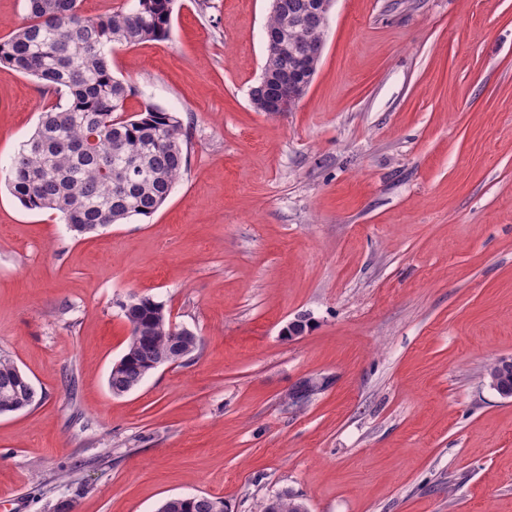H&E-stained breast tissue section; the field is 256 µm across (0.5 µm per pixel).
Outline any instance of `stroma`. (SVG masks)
Instances as JSON below:
<instances>
[{
  "label": "stroma",
  "instance_id": "35a3bbf8",
  "mask_svg": "<svg viewBox=\"0 0 512 512\" xmlns=\"http://www.w3.org/2000/svg\"><path fill=\"white\" fill-rule=\"evenodd\" d=\"M269 8L175 0L114 47L127 112L188 132L151 220L80 235L0 180V353L37 390L0 415V512H512V0H335L289 112L249 96ZM58 99L0 64V169ZM133 295L200 346L115 396ZM487 376L496 381V390L507 396H512V359L505 361L501 358L497 359L487 368ZM169 512H227L228 507L224 505L221 498L206 495H192L185 498L177 506L170 507Z\"/></svg>",
  "mask_w": 512,
  "mask_h": 512
}]
</instances>
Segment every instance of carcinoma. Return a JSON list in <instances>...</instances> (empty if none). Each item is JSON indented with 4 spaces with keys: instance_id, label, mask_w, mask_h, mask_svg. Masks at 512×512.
Returning a JSON list of instances; mask_svg holds the SVG:
<instances>
[{
    "instance_id": "1",
    "label": "carcinoma",
    "mask_w": 512,
    "mask_h": 512,
    "mask_svg": "<svg viewBox=\"0 0 512 512\" xmlns=\"http://www.w3.org/2000/svg\"><path fill=\"white\" fill-rule=\"evenodd\" d=\"M27 22L0 40V64L38 79L62 94L41 113L32 135L11 159L10 193L28 210H53L79 233H94L131 219H149L163 205L187 164L182 119L146 104L122 115L131 86L114 77L113 44L162 41L170 32L173 0H133L111 14L90 19L78 0H26ZM317 0H278L265 28L267 57L251 102L265 107L282 85L308 87L321 58L326 23ZM130 336L109 388L121 396L142 382L154 364L183 362L199 349L191 330L167 318L164 304L136 297L122 308ZM496 390L512 394V360L487 368ZM24 373L0 354V413L31 407ZM303 502L286 492L275 496L273 512H300ZM169 512H228L224 501L193 495Z\"/></svg>"
}]
</instances>
